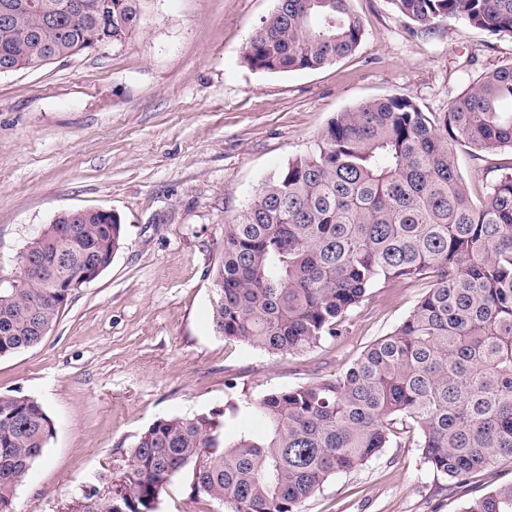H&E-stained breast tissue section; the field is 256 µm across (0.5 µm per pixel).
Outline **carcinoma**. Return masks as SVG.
<instances>
[{"mask_svg":"<svg viewBox=\"0 0 512 512\" xmlns=\"http://www.w3.org/2000/svg\"><path fill=\"white\" fill-rule=\"evenodd\" d=\"M0 0V68L37 70L121 44L146 24L150 0ZM350 0H276L243 59L268 73L323 68L353 53L365 26ZM420 30L453 19L512 37V0H389ZM512 67L481 72L445 112L406 94L336 114L314 149L265 180L231 222L213 275L212 324L224 339L272 355L343 335L348 313L378 284L425 289L392 333L334 378L245 397L230 407L268 423L224 437L221 413L164 417L139 434L112 491L73 512H155L185 473L194 495L232 512H301L333 475L414 430L422 457L451 484L512 460V167L475 201L458 171L473 154L512 151ZM124 244L119 216L68 212L25 246L35 274L0 286V357L39 345L74 284L98 276ZM55 427L36 400L0 393V512H15ZM465 512H512V485Z\"/></svg>","mask_w":512,"mask_h":512,"instance_id":"cac0c4a2","label":"carcinoma"}]
</instances>
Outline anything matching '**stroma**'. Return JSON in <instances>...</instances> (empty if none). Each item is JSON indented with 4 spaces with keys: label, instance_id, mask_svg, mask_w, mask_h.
<instances>
[{
    "label": "stroma",
    "instance_id": "obj_1",
    "mask_svg": "<svg viewBox=\"0 0 512 512\" xmlns=\"http://www.w3.org/2000/svg\"><path fill=\"white\" fill-rule=\"evenodd\" d=\"M275 0H150L125 43L37 71L0 74V284L56 214L100 208L124 246L72 292L38 346L0 358V392L40 402L55 435L16 512H70L79 487L109 494L126 450L153 421L328 379L413 310L421 289H370L346 333L296 355L224 340L210 319L224 226L261 183L313 149L337 112L414 97L443 112L472 76L512 65V38L452 21L414 32L387 0H352L366 34L354 54L314 71L264 73L243 59ZM472 197L512 152L456 149ZM512 484V460L448 483L411 439L332 476L303 512H464ZM156 512H230L172 480Z\"/></svg>",
    "mask_w": 512,
    "mask_h": 512
}]
</instances>
